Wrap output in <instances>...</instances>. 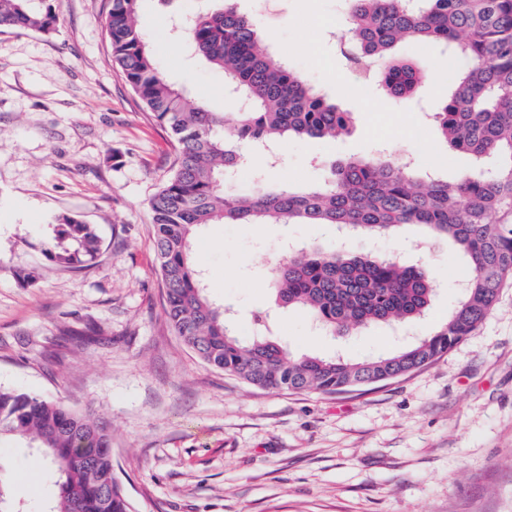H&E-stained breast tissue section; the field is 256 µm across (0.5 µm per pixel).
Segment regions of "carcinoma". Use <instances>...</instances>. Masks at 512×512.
Instances as JSON below:
<instances>
[{
    "label": "carcinoma",
    "instance_id": "carcinoma-1",
    "mask_svg": "<svg viewBox=\"0 0 512 512\" xmlns=\"http://www.w3.org/2000/svg\"><path fill=\"white\" fill-rule=\"evenodd\" d=\"M0 0V28L48 32L51 3ZM138 0H108L112 60L175 147L173 170L150 200L154 244L164 285V313L184 344L208 366L261 389L336 394L392 380L433 362L471 335L512 282V0H350L341 52L358 72L383 63L389 98L412 95L423 79L396 56L401 43L442 44L462 62L451 93L434 113L450 149L495 170L454 182L434 172L378 157L327 164L329 175L306 187L262 184L241 193L224 188L246 160L242 146L264 150L282 137L336 139L349 132L340 110L259 38L255 18L236 0H212L177 26L193 53L221 69L243 110L224 128V114L189 99L158 70L136 24ZM203 224H329L384 233L422 224L458 247L471 276L448 320L413 346L351 362L292 357L260 335L245 342L227 310L209 299L191 247ZM96 225L57 218L45 258L78 269L102 251ZM283 307L304 309L333 334L410 323L424 317L434 282L423 264L344 250L300 249L276 264L273 288ZM36 449L58 475L49 512H133L114 473L112 428L59 400L0 387V441Z\"/></svg>",
    "mask_w": 512,
    "mask_h": 512
}]
</instances>
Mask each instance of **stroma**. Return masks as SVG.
Returning <instances> with one entry per match:
<instances>
[{
	"label": "stroma",
	"instance_id": "stroma-1",
	"mask_svg": "<svg viewBox=\"0 0 512 512\" xmlns=\"http://www.w3.org/2000/svg\"><path fill=\"white\" fill-rule=\"evenodd\" d=\"M106 0H57L51 32L0 29V386L104 417L115 472L135 512H512V286L476 331L405 376L348 392L250 387L206 365L169 326L150 199L173 147L114 66ZM200 0H139L137 24L161 74L233 121L224 73L169 36L173 12ZM262 40L353 112L335 141L285 139L279 162H248L235 190L316 184L320 160H418L455 180L475 167L449 149L428 110L450 90L439 47L398 53L426 78L387 100L355 81L328 30L337 0H239ZM97 225L100 256L63 269L43 255L57 217ZM407 262L428 253L432 307L422 321L331 334L305 311L275 306L274 268L288 244ZM192 255L210 300L237 336L267 335L295 355L352 361L410 346L440 327L469 273L456 246L407 224L376 236L327 224H206ZM32 282H24V275ZM56 478L41 456L0 443L9 512H45Z\"/></svg>",
	"mask_w": 512,
	"mask_h": 512
}]
</instances>
